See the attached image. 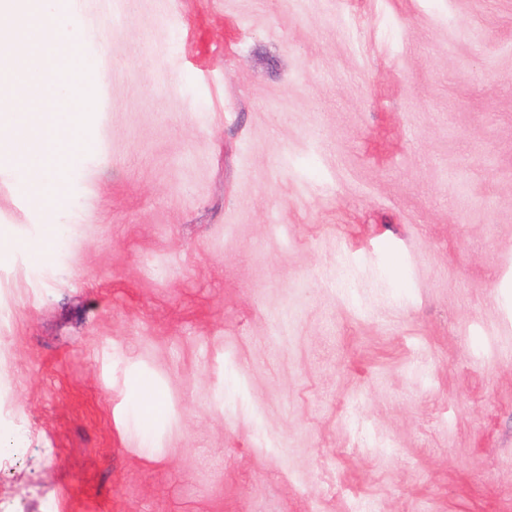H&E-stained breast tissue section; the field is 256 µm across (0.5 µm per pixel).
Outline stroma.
<instances>
[{
	"mask_svg": "<svg viewBox=\"0 0 512 512\" xmlns=\"http://www.w3.org/2000/svg\"><path fill=\"white\" fill-rule=\"evenodd\" d=\"M74 23L61 201L0 158V512H512V0Z\"/></svg>",
	"mask_w": 512,
	"mask_h": 512,
	"instance_id": "obj_1",
	"label": "stroma"
}]
</instances>
